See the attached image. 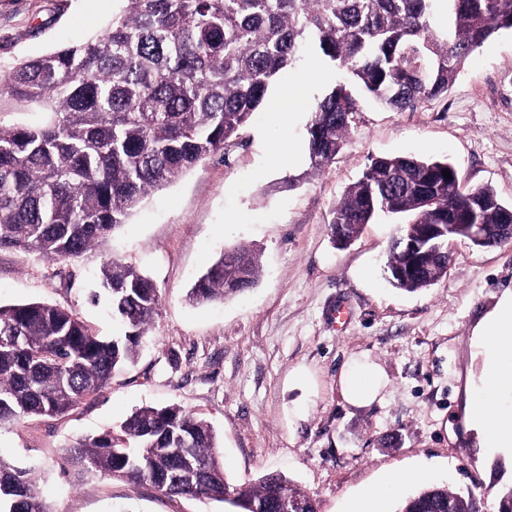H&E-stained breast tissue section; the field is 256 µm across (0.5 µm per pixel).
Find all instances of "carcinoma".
Returning a JSON list of instances; mask_svg holds the SVG:
<instances>
[{"label":"carcinoma","instance_id":"cac0c4a2","mask_svg":"<svg viewBox=\"0 0 512 512\" xmlns=\"http://www.w3.org/2000/svg\"><path fill=\"white\" fill-rule=\"evenodd\" d=\"M99 35L25 61L5 79L19 100L47 106L44 125L0 126V249L75 260L106 241L153 191L239 137L268 91L313 44L377 103L416 111L448 93L464 60L501 29L512 0H448L453 27L433 23L436 0H122ZM361 102L336 82L311 108V166L341 151ZM451 177H443V171ZM407 222L388 250L391 284L417 292L446 275L448 238L434 224H484L482 248L512 240V205L488 186L465 187L448 160L374 156L333 209L332 240L347 245L379 215ZM256 253L224 250L188 291L194 304L222 302L254 286ZM91 301L108 298L125 334L98 335L56 305H0V428L58 417L97 397L113 370L136 361L157 314L156 284L107 259ZM72 470L149 485L167 496L222 502L231 512H281L315 499L278 474L235 484L203 416L178 405L143 407L121 424L66 449ZM509 509L512 486L476 495L424 483L394 512ZM0 512H51L30 471L0 455Z\"/></svg>","mask_w":512,"mask_h":512}]
</instances>
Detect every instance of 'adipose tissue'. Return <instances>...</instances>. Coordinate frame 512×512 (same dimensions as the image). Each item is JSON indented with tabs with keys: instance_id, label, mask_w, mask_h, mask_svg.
Instances as JSON below:
<instances>
[{
	"instance_id": "adipose-tissue-1",
	"label": "adipose tissue",
	"mask_w": 512,
	"mask_h": 512,
	"mask_svg": "<svg viewBox=\"0 0 512 512\" xmlns=\"http://www.w3.org/2000/svg\"><path fill=\"white\" fill-rule=\"evenodd\" d=\"M483 357L480 397L468 410L466 423L480 447L512 456V292L504 293L472 332ZM342 385L356 405L376 399L383 383L376 368L345 371Z\"/></svg>"
}]
</instances>
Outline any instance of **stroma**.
<instances>
[{"label":"stroma","mask_w":512,"mask_h":512,"mask_svg":"<svg viewBox=\"0 0 512 512\" xmlns=\"http://www.w3.org/2000/svg\"><path fill=\"white\" fill-rule=\"evenodd\" d=\"M121 0H0V77L21 62L100 34ZM310 85L309 105L336 75L309 52L279 87ZM270 105L239 139L147 197L98 251L76 262L0 250V304L46 302L75 310L99 335H123L106 305H91L102 255L147 274L160 309L137 360L68 415L0 429V454L30 470L51 512H225L220 502L168 497L64 468L76 439L117 427L136 409L177 404L214 426L237 483L285 476L318 503L346 512L387 477L420 468L456 490L512 485V462L488 455L466 427L480 370L472 331L512 290V246L458 242L448 273L407 293L383 265L401 226L382 216L350 245L328 233L343 191L374 155L447 159L469 187L512 204V31L494 34L465 62L447 95L413 112L362 101L351 134L323 171L307 155L309 110L284 129ZM295 146L297 162L271 164ZM259 256L255 286L219 304L187 292L224 249ZM371 364L385 386L371 403L345 398L341 377ZM396 433L397 447L382 436Z\"/></svg>","instance_id":"1"}]
</instances>
